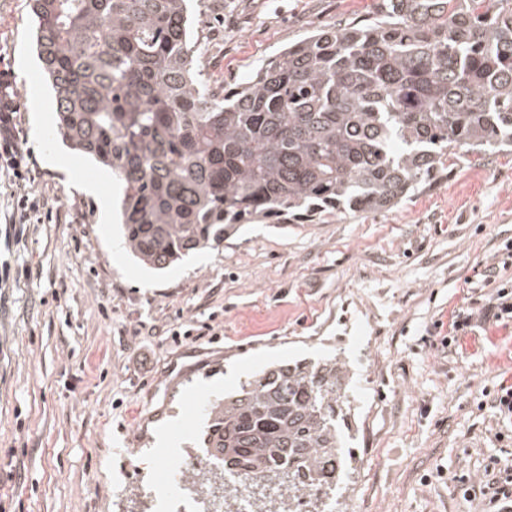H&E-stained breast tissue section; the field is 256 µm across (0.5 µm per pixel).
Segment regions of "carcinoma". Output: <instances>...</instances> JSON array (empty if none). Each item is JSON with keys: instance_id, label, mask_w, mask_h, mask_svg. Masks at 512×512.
I'll list each match as a JSON object with an SVG mask.
<instances>
[{"instance_id": "carcinoma-1", "label": "carcinoma", "mask_w": 512, "mask_h": 512, "mask_svg": "<svg viewBox=\"0 0 512 512\" xmlns=\"http://www.w3.org/2000/svg\"><path fill=\"white\" fill-rule=\"evenodd\" d=\"M57 129L122 186L132 254L162 270L240 224L386 211L443 157L512 146V0H382L244 84L201 79L188 0H30ZM352 376L335 355L285 362L205 407L224 471L288 479V512L351 458Z\"/></svg>"}]
</instances>
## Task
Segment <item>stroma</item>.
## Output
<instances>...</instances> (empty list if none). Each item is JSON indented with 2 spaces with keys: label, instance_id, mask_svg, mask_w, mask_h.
<instances>
[{
  "label": "stroma",
  "instance_id": "obj_1",
  "mask_svg": "<svg viewBox=\"0 0 512 512\" xmlns=\"http://www.w3.org/2000/svg\"><path fill=\"white\" fill-rule=\"evenodd\" d=\"M381 0H224L197 14L210 82L241 83L311 31L368 19ZM29 0H0V105L14 110L39 219L22 242L0 171V512H115L140 457L200 447L198 400L276 363L339 354L352 372L350 470L340 512H479L490 458L512 465V420L485 391L512 385V320L454 345L437 322L491 294L481 272L512 242V151L449 158L441 178L383 212L243 224L162 272L131 255L108 170L55 132ZM68 160L67 172L53 165ZM179 338H172V331Z\"/></svg>",
  "mask_w": 512,
  "mask_h": 512
}]
</instances>
